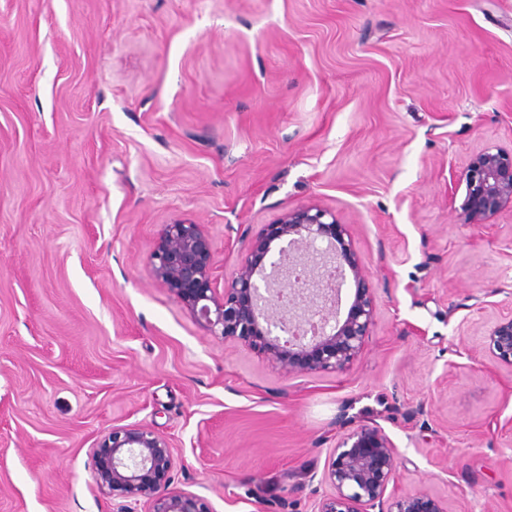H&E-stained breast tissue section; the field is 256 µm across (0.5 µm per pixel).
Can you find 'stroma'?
<instances>
[{"label": "stroma", "mask_w": 512, "mask_h": 512, "mask_svg": "<svg viewBox=\"0 0 512 512\" xmlns=\"http://www.w3.org/2000/svg\"><path fill=\"white\" fill-rule=\"evenodd\" d=\"M487 148L512 149V0H0V512H112L92 450L126 425L213 512H312L342 413L390 436L396 493L512 512V369L481 349L512 209L458 218ZM309 203L375 290L346 371L285 375L148 273L200 224L223 293Z\"/></svg>", "instance_id": "1"}]
</instances>
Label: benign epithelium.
<instances>
[{
	"instance_id": "obj_1",
	"label": "benign epithelium",
	"mask_w": 512,
	"mask_h": 512,
	"mask_svg": "<svg viewBox=\"0 0 512 512\" xmlns=\"http://www.w3.org/2000/svg\"><path fill=\"white\" fill-rule=\"evenodd\" d=\"M463 224H483L512 207V151L484 150L463 171ZM287 241L265 262L276 241ZM149 273L175 292L183 308L211 336L254 348L286 375L347 370L363 350L374 325L376 304L366 265L348 225L317 203L285 212L252 239L240 270L219 296L211 288L210 241L202 225L177 221L164 229L150 255ZM352 277L355 294L339 312L340 285ZM483 348L512 368V317L496 319ZM352 428L332 448L322 475L333 492L313 512H447L426 493L389 491L398 477V451L374 420L342 421ZM99 488L112 493V512H212L204 498L170 489L174 455L170 442L139 426L117 427L92 449Z\"/></svg>"
}]
</instances>
